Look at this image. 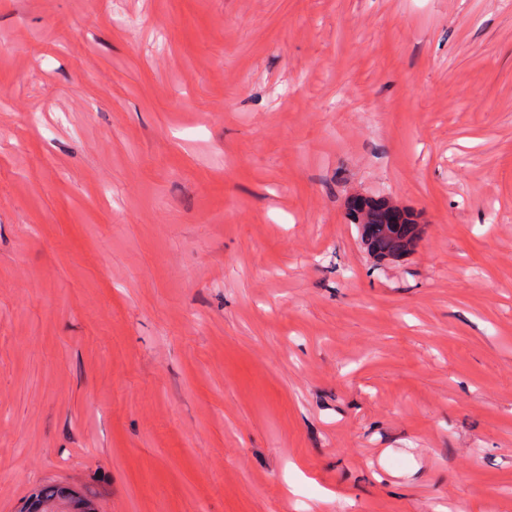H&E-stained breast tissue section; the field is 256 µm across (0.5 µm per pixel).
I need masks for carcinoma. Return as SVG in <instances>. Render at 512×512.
<instances>
[{
	"mask_svg": "<svg viewBox=\"0 0 512 512\" xmlns=\"http://www.w3.org/2000/svg\"><path fill=\"white\" fill-rule=\"evenodd\" d=\"M351 223L361 228V241L365 249L378 257H399L410 252L420 235L414 215L400 209L394 215L393 202L386 198L353 196L347 202ZM72 492L56 485H45L31 494L23 512H35L37 503L71 499Z\"/></svg>",
	"mask_w": 512,
	"mask_h": 512,
	"instance_id": "cac0c4a2",
	"label": "carcinoma"
}]
</instances>
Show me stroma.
<instances>
[{"label": "stroma", "instance_id": "35a3bbf8", "mask_svg": "<svg viewBox=\"0 0 512 512\" xmlns=\"http://www.w3.org/2000/svg\"><path fill=\"white\" fill-rule=\"evenodd\" d=\"M46 484L512 512V0H0V512ZM390 199L353 196L347 202L352 224H359L365 249L378 257H399L410 252L420 235L414 215L400 208L399 216ZM398 206V205H397ZM399 207V206H398ZM399 219V222H394Z\"/></svg>", "mask_w": 512, "mask_h": 512}]
</instances>
